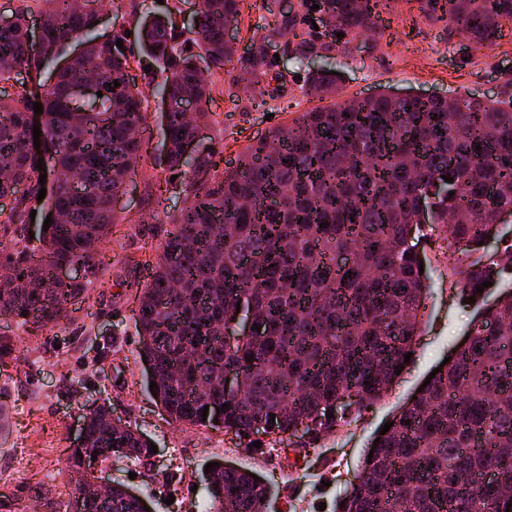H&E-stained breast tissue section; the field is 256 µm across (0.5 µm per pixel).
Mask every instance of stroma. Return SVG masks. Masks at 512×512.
I'll use <instances>...</instances> for the list:
<instances>
[{
  "label": "stroma",
  "mask_w": 512,
  "mask_h": 512,
  "mask_svg": "<svg viewBox=\"0 0 512 512\" xmlns=\"http://www.w3.org/2000/svg\"><path fill=\"white\" fill-rule=\"evenodd\" d=\"M316 0H241L229 34L237 47L280 28L274 37L276 60L260 97H247L242 80L248 70L233 60L222 90L209 101L220 122L201 127L195 150L221 149L234 163L249 144L262 141L270 128L292 121L317 107L301 81L308 71L336 72L347 97H368L385 90L422 96L466 92L497 94L512 90V26L500 38L480 45L457 36L441 11L426 0H392L381 35L351 40L343 49L300 56L295 35L318 38L314 24L321 14ZM99 34L113 27L135 30L148 15L176 18L190 32L193 0H120L101 10ZM142 130L143 159L116 197L118 217L112 228L113 268L127 258L154 259L167 213L182 206L184 180L172 179L161 161L162 110L149 97ZM427 258L430 293L422 311L421 336L413 359L393 390L349 424L317 436L284 439L274 446L247 447L224 429L190 427L170 422L146 385L144 363L137 355L134 325L138 296L134 289L98 284L90 292L93 305L69 304L64 328L26 335L15 322L0 319V338L13 346L0 355V408L8 416L0 427V512H59L60 488L67 477L61 467L74 442L85 411L107 403L123 421L136 426L157 446L144 461L113 466L100 463L105 482L130 487L153 512H203L201 484L207 463L222 462L252 470L262 481L279 486L268 512H337L350 481L360 469L374 433L392 417L428 375L464 339L474 316L460 306L445 256L446 242L434 235L419 244ZM283 464L274 470L272 457Z\"/></svg>",
  "instance_id": "obj_1"
}]
</instances>
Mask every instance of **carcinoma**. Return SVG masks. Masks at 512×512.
<instances>
[{
	"instance_id": "cac0c4a2",
	"label": "carcinoma",
	"mask_w": 512,
	"mask_h": 512,
	"mask_svg": "<svg viewBox=\"0 0 512 512\" xmlns=\"http://www.w3.org/2000/svg\"><path fill=\"white\" fill-rule=\"evenodd\" d=\"M383 0H321L329 41L303 39L296 51L328 53L366 33L381 34ZM97 0H52L36 11L20 0L15 22L0 28V82L20 72L16 96L0 98V227L30 223L40 188L41 155L27 149L28 112L43 105V140L53 162L46 201L48 230L29 245L12 238L0 276V314L29 334L60 325L62 310L88 297V286L110 273L96 246L115 223L112 203L143 157L142 91L128 79L135 54L122 28L102 39ZM240 0H198L192 43L170 19L145 18L137 41L162 65L148 83L168 105L161 113L162 152L190 188L168 217L162 251L140 289L136 326L140 357L153 367L155 398L179 424L215 427L249 438L259 429L277 439L347 424L336 400L354 389V409L381 401L394 387L405 355L420 335L429 293L418 240L441 227L448 256L471 248L458 298L477 313L469 343L455 350L416 398L394 415L375 445L363 485L343 498L342 512H506L512 504V291L491 308L476 291L512 285V236L486 222L491 209L512 211V93L423 98L383 91L342 98L336 75L308 73L307 92L334 99L268 130L232 166L219 169L215 151L189 154L201 126L217 116L204 108L236 49L225 26ZM448 27L470 41L493 43L512 24V0H445ZM42 19L38 49L28 41ZM344 37H339V34ZM122 40L123 49L116 46ZM82 51L46 76L45 64ZM253 85L267 75V55L246 58ZM96 82L102 96L75 97ZM120 83L115 89L114 83ZM195 104L188 118L183 107ZM453 179L448 183L445 178ZM325 227H320V224ZM493 237L495 254L480 241ZM84 276L51 283L59 264ZM244 306L262 327L257 336L224 340L226 322ZM228 366L242 373L226 389ZM228 408H222V405ZM208 415L202 416L203 408ZM333 417L328 418L326 414ZM87 449L116 460H144L149 446L131 425L112 428L104 408L87 413ZM84 512H144L123 485L99 497L80 458H66ZM205 512H266L274 490L250 471L215 470Z\"/></svg>"
}]
</instances>
